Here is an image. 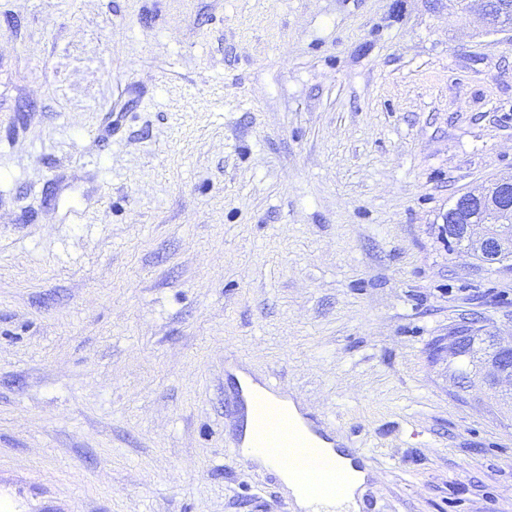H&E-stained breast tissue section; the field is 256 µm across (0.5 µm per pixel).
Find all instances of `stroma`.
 <instances>
[{
  "label": "stroma",
  "instance_id": "1",
  "mask_svg": "<svg viewBox=\"0 0 512 512\" xmlns=\"http://www.w3.org/2000/svg\"><path fill=\"white\" fill-rule=\"evenodd\" d=\"M512 174V31L459 0H0V512H294L224 357L360 448L361 512H512V335L448 245ZM459 337V334L456 335L453 331L445 342L446 348L443 353L448 356V373L460 379L463 385L467 384V387L484 384L492 388L484 376L482 361L487 356L495 354L497 347L495 337L478 330L467 337L466 344L457 356L454 359H449L453 356ZM497 336V335H496ZM497 341L499 347L503 351L501 357L492 361L488 365V370L492 374V379L494 380L495 386H507L512 388V340L498 338ZM508 365V366H506Z\"/></svg>",
  "mask_w": 512,
  "mask_h": 512
}]
</instances>
